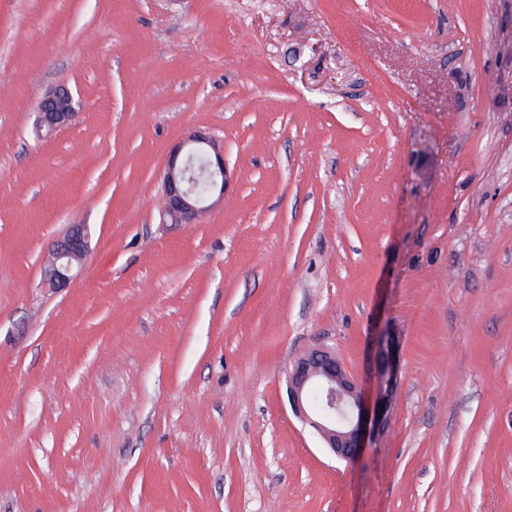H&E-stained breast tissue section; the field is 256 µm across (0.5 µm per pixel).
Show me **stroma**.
I'll list each match as a JSON object with an SVG mask.
<instances>
[{"label": "stroma", "mask_w": 512, "mask_h": 512, "mask_svg": "<svg viewBox=\"0 0 512 512\" xmlns=\"http://www.w3.org/2000/svg\"><path fill=\"white\" fill-rule=\"evenodd\" d=\"M197 129L224 201L163 223ZM389 329L349 464L288 369ZM0 512H512V0H0ZM74 96L66 86L48 90L39 102L36 126L53 132L70 124L77 116ZM199 150L207 157L211 180L206 198H200L189 187L195 179V171L189 167L191 153ZM227 184L224 151L212 136L204 132L191 134L172 149L167 160L162 187L163 223L194 224L203 212L223 202ZM87 238V227L80 225L55 242L49 266L44 270V284L61 288L70 281L74 266L87 252Z\"/></svg>", "instance_id": "stroma-1"}]
</instances>
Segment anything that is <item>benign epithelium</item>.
Returning a JSON list of instances; mask_svg holds the SVG:
<instances>
[{
  "instance_id": "1",
  "label": "benign epithelium",
  "mask_w": 512,
  "mask_h": 512,
  "mask_svg": "<svg viewBox=\"0 0 512 512\" xmlns=\"http://www.w3.org/2000/svg\"><path fill=\"white\" fill-rule=\"evenodd\" d=\"M76 116L71 90L56 86L40 100L36 126L53 132ZM227 184L224 151L206 133L191 134L172 149L167 160L162 187L163 223H195L203 212L223 202ZM87 238V227L80 225L55 242L44 270V284L61 288L70 281L74 266L87 252ZM400 384V339L386 335L380 338L375 352L372 407L364 404L363 382L328 347L310 351L289 369L288 400L293 413L317 432L335 458L352 463L386 430ZM314 389L321 393L319 408L310 399Z\"/></svg>"
}]
</instances>
